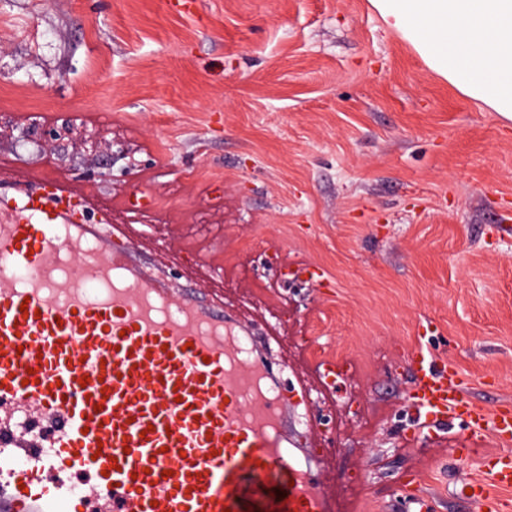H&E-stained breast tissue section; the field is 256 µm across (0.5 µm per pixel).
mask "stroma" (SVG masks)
Returning <instances> with one entry per match:
<instances>
[{
  "label": "stroma",
  "mask_w": 512,
  "mask_h": 512,
  "mask_svg": "<svg viewBox=\"0 0 512 512\" xmlns=\"http://www.w3.org/2000/svg\"><path fill=\"white\" fill-rule=\"evenodd\" d=\"M70 120L75 138L43 140ZM121 149L85 152L78 134ZM54 182L173 272L271 335L292 387L348 363L296 418L335 512H473L464 433L407 442L411 374L432 342L495 407L512 403V121L464 96L370 0H0V192ZM147 195L134 214L128 201ZM320 265L332 292L284 280Z\"/></svg>",
  "instance_id": "stroma-1"
}]
</instances>
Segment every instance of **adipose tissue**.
I'll return each instance as SVG.
<instances>
[{
	"label": "adipose tissue",
	"instance_id": "ef3b65f1",
	"mask_svg": "<svg viewBox=\"0 0 512 512\" xmlns=\"http://www.w3.org/2000/svg\"><path fill=\"white\" fill-rule=\"evenodd\" d=\"M370 2L428 69L512 120V0Z\"/></svg>",
	"mask_w": 512,
	"mask_h": 512
}]
</instances>
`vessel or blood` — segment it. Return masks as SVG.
<instances>
[{
    "label": "vessel or blood",
    "instance_id": "obj_1",
    "mask_svg": "<svg viewBox=\"0 0 512 512\" xmlns=\"http://www.w3.org/2000/svg\"><path fill=\"white\" fill-rule=\"evenodd\" d=\"M58 191L0 192V512H331L266 337ZM405 363L411 438L460 421V459L494 439L461 486L475 512H512V406L471 400L447 355L415 345Z\"/></svg>",
    "mask_w": 512,
    "mask_h": 512
}]
</instances>
